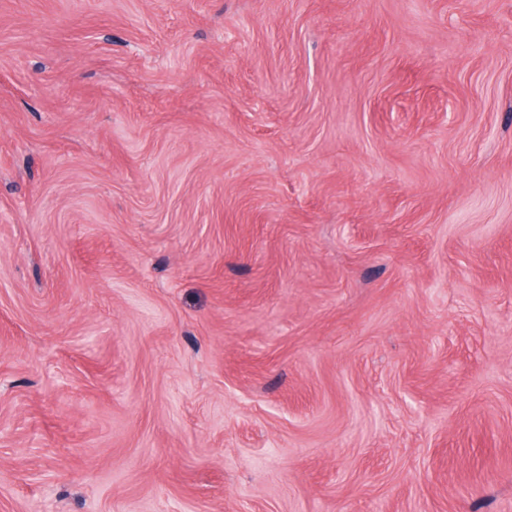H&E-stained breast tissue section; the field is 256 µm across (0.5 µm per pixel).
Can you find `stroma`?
Returning <instances> with one entry per match:
<instances>
[{"instance_id":"obj_1","label":"stroma","mask_w":512,"mask_h":512,"mask_svg":"<svg viewBox=\"0 0 512 512\" xmlns=\"http://www.w3.org/2000/svg\"><path fill=\"white\" fill-rule=\"evenodd\" d=\"M0 512H512V0H0Z\"/></svg>"}]
</instances>
